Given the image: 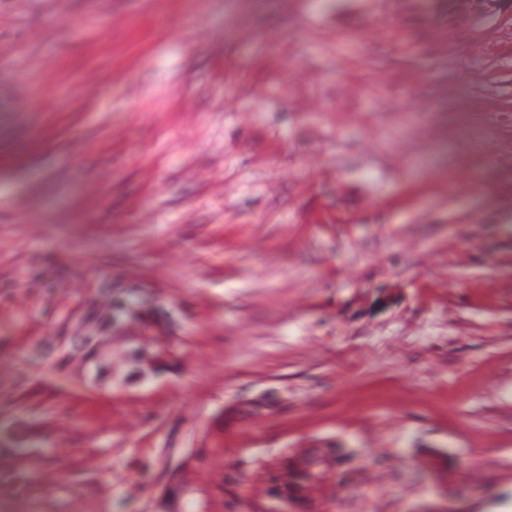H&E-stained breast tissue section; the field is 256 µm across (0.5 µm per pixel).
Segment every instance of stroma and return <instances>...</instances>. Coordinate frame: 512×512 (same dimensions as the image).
I'll return each mask as SVG.
<instances>
[{
  "mask_svg": "<svg viewBox=\"0 0 512 512\" xmlns=\"http://www.w3.org/2000/svg\"><path fill=\"white\" fill-rule=\"evenodd\" d=\"M99 2L0 0V512H247L331 445L325 512H512V0ZM105 288L170 366L66 361ZM355 452L349 448H302L266 462L259 475L262 497H273L276 506L260 505L261 512H287L291 507L279 499L292 500L294 511L319 512L327 503L323 492L328 485L339 490L357 483L359 471L351 463ZM277 498V499H275Z\"/></svg>",
  "mask_w": 512,
  "mask_h": 512,
  "instance_id": "35a3bbf8",
  "label": "stroma"
}]
</instances>
